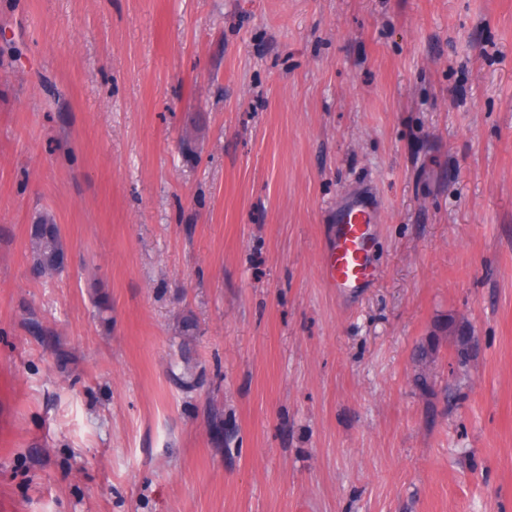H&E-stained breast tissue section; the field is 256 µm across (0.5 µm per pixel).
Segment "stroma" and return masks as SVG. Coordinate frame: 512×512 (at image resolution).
<instances>
[{
  "mask_svg": "<svg viewBox=\"0 0 512 512\" xmlns=\"http://www.w3.org/2000/svg\"><path fill=\"white\" fill-rule=\"evenodd\" d=\"M0 375V512H512V0H0ZM377 224L364 197L350 199L336 213V232L324 257V275L337 294L357 293L375 283L372 244ZM28 243L32 268L38 277L53 278L62 271L59 260L65 255V245L58 224L49 213L34 218Z\"/></svg>",
  "mask_w": 512,
  "mask_h": 512,
  "instance_id": "1",
  "label": "stroma"
}]
</instances>
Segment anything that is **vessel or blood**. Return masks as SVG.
Wrapping results in <instances>:
<instances>
[{"label":"vessel or blood","instance_id":"vessel-or-blood-1","mask_svg":"<svg viewBox=\"0 0 512 512\" xmlns=\"http://www.w3.org/2000/svg\"><path fill=\"white\" fill-rule=\"evenodd\" d=\"M377 224L365 198L350 199L336 213V232L324 257V275L337 294L361 291L376 280L372 244Z\"/></svg>","mask_w":512,"mask_h":512}]
</instances>
